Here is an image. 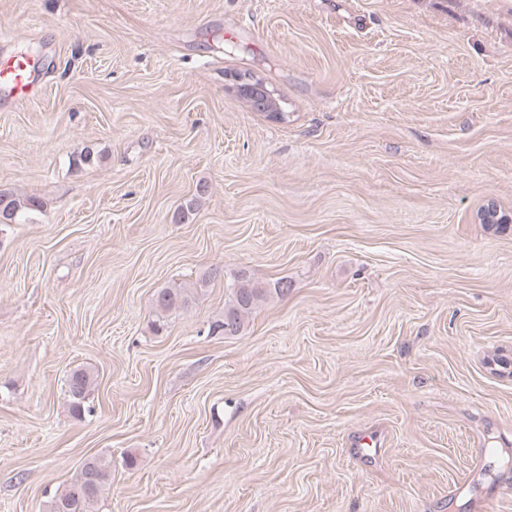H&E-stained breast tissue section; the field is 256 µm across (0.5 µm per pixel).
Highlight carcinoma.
<instances>
[{
  "instance_id": "1",
  "label": "carcinoma",
  "mask_w": 512,
  "mask_h": 512,
  "mask_svg": "<svg viewBox=\"0 0 512 512\" xmlns=\"http://www.w3.org/2000/svg\"><path fill=\"white\" fill-rule=\"evenodd\" d=\"M8 197L7 206L11 209L10 221L14 222L29 211H38L44 207L42 200L34 196H20L4 191ZM231 293L224 305V315L210 326L212 333L237 335L242 331L245 315L250 313L269 292L280 296L288 294V279L280 278L267 286H258L244 275L237 277L230 285ZM192 292L187 288H166L155 297L158 319L154 322V330L164 328L163 319L172 311L182 309L189 304ZM93 384V375L86 369L77 368L71 371L67 388L72 412L79 416L85 411V400ZM111 472L108 464L96 457L86 459L80 466L76 478L63 486L55 494L50 512H98V501Z\"/></svg>"
}]
</instances>
